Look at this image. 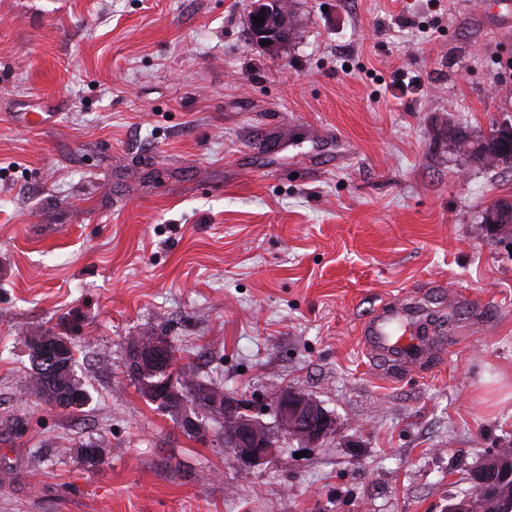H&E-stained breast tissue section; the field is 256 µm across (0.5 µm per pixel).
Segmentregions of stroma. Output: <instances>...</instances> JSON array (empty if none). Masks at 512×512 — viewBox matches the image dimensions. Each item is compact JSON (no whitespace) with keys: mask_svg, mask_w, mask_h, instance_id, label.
<instances>
[{"mask_svg":"<svg viewBox=\"0 0 512 512\" xmlns=\"http://www.w3.org/2000/svg\"><path fill=\"white\" fill-rule=\"evenodd\" d=\"M288 3L271 51L253 0H0V512H444L512 442V238L481 222L512 170L441 140L512 123V32L485 0ZM402 302L434 331L410 364L362 335ZM38 331L80 411L32 393ZM147 335L329 435L250 468L199 443L128 375ZM28 352L35 362L53 364L55 355L70 353L71 345L64 336H28ZM271 410L280 428L289 429L288 436L301 443H314L329 432L331 419L326 411L299 391H279Z\"/></svg>","mask_w":512,"mask_h":512,"instance_id":"stroma-1","label":"stroma"}]
</instances>
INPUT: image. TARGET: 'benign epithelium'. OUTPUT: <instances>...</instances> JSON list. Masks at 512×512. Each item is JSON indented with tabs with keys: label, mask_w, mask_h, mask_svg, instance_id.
Segmentation results:
<instances>
[{
	"label": "benign epithelium",
	"mask_w": 512,
	"mask_h": 512,
	"mask_svg": "<svg viewBox=\"0 0 512 512\" xmlns=\"http://www.w3.org/2000/svg\"><path fill=\"white\" fill-rule=\"evenodd\" d=\"M70 351V342L63 336L28 337V352L36 362L52 364L55 357ZM168 353L169 346L164 340H156L149 345L138 344L128 355V370L131 375L139 377L154 368ZM164 372V380L146 385V394L152 402L175 414L183 431L202 441L209 439L206 428L193 416V412L201 404L210 413L226 418L224 447L232 449L237 461L245 466H255L264 460L272 448L267 425L252 416H233L235 402L223 389L208 385L191 397L179 386L170 368H164ZM272 411L276 423L289 429V437L301 443H314L329 432L331 419L326 411L299 391H279Z\"/></svg>",
	"instance_id": "7a95c632"
}]
</instances>
